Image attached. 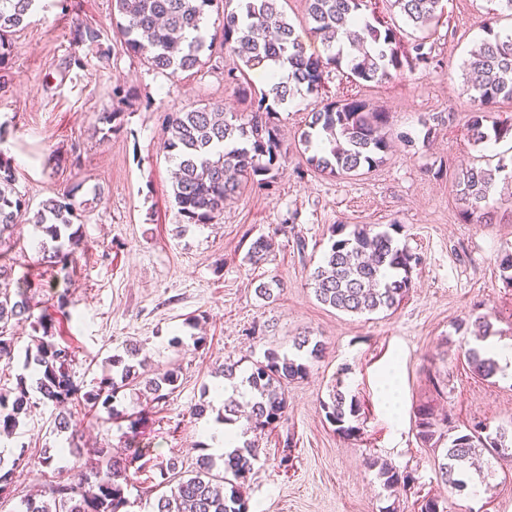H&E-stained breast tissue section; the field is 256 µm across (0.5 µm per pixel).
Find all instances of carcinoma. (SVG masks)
Returning <instances> with one entry per match:
<instances>
[{
  "instance_id": "obj_1",
  "label": "carcinoma",
  "mask_w": 512,
  "mask_h": 512,
  "mask_svg": "<svg viewBox=\"0 0 512 512\" xmlns=\"http://www.w3.org/2000/svg\"><path fill=\"white\" fill-rule=\"evenodd\" d=\"M36 0H0V89L8 81V65L13 51L9 33L19 28L33 12ZM281 0H112L113 13L119 20L115 27L126 49L139 56L152 71L173 76L206 65L203 53L210 48L198 34L205 22L207 9L224 4L222 11L224 47L239 61L237 70L229 71L228 80L236 84L242 98L252 95L255 76L263 84L260 98L249 101L251 112L245 122L207 105L189 111L173 110L165 114L166 138L163 149L177 170L172 182V198L181 223L211 224L224 210V202L238 193L246 183L268 189L282 168L286 149L279 129L276 107L287 103L295 94L314 93L321 88L324 75L349 70L358 83L377 84L399 79L405 72L433 65V46L427 44L430 32L438 27L445 14L444 0H388L389 11H397L404 23L420 33L413 42L404 41L401 30L379 15L371 0H305L307 25L323 47L321 54H309L304 42L288 22ZM195 31L197 35L190 36ZM488 38L479 51L465 61L466 92L473 104L468 114L467 132L474 145L512 140V121L494 117V108L512 101V33L502 34L487 28ZM73 41L78 46L96 49L99 57H110L102 31L87 22H75ZM349 46L357 54L343 53ZM285 70L279 79L264 77L271 65ZM137 96L136 90L124 85L112 88L114 106L102 116L108 130L121 127L123 107ZM300 143L313 151L308 163L316 170L334 177L356 176L364 168L383 162L390 148V113L375 108L357 96L331 101L310 113ZM512 182V146L499 154L492 168L470 166L458 173L460 216L465 222L491 224L496 211L489 200L497 178ZM11 162L0 156V244L3 235L22 217L38 226L55 242L42 245L43 263L68 271L78 250L82 249L79 229L74 227V205L69 194L43 200L33 210L14 188ZM376 225H363L344 233V226L331 227V245L322 263L311 273L317 300L336 310L352 314H373L397 308L412 288V271L421 257L399 246L391 231ZM272 243L259 237L251 243L247 259L260 264ZM13 269L6 255L0 253V361L14 359V327L29 324L36 336L25 349V369L31 371L32 384L18 378L16 387L0 388V436L15 434L19 424L40 404L58 406L72 403L84 408V416L100 422L117 415L114 406L120 391L135 387L149 395L151 401L165 400L179 387L177 368L144 372L145 363L138 359L139 348L127 346L123 353L108 359L109 370L96 385L77 397L69 367L72 362L68 346L54 340V319L47 313L34 316L30 291L38 287L31 280L12 287ZM474 328L478 335H492V323L486 314H471L460 320L456 329ZM294 348L318 359L323 345L310 336L295 338ZM466 360L474 374L489 379L498 372L495 360L487 351L470 348ZM230 382L232 394L217 410L216 420H238L240 401L248 397L250 428L258 430L282 418L286 399L283 388L291 380L307 375L308 366L299 354L290 357L275 349L264 353L250 369L240 371V362L226 361L222 370ZM40 398L32 400L30 391ZM326 420L337 430L351 434L356 427L361 406L355 397L337 389L322 402ZM417 436L425 443L442 435L439 422L429 408L417 413ZM506 430L490 433L481 421L469 432L448 437V448L438 463L441 479L448 487L465 486L459 479L465 464L477 448L505 447ZM91 467L76 465L67 478L47 485L49 497H23L15 512H132L130 499L133 477L145 464L146 454L129 449L123 458L112 455V448L87 449ZM262 448L246 440L224 454V467L216 458L201 454L195 464L183 468L175 458L157 465L160 481L143 488L140 495L154 496L152 512H246L245 502L234 480L246 478L260 458ZM53 456L36 459L25 447L11 456L0 454V500L14 496L13 476L24 465L36 470L48 468ZM367 465L379 467L383 485L394 489L409 483L388 465H378L370 458ZM230 493H224V484Z\"/></svg>"
}]
</instances>
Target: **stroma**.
Returning <instances> with one entry per match:
<instances>
[{
  "instance_id": "stroma-1",
  "label": "stroma",
  "mask_w": 512,
  "mask_h": 512,
  "mask_svg": "<svg viewBox=\"0 0 512 512\" xmlns=\"http://www.w3.org/2000/svg\"><path fill=\"white\" fill-rule=\"evenodd\" d=\"M498 7L497 0H447L430 38L440 67L382 84L333 72L319 92L295 95L278 114L288 160L273 186H245L214 223L183 231L171 197L172 164L161 148L162 119L208 103L247 116L236 85L224 80L231 58L213 59L198 73L163 76L121 45L112 0H71L66 7L38 0L26 26L11 36L14 80L0 92V156L10 160L15 189L30 206L70 192L85 248L70 273L46 270L43 232L20 221L10 238L14 276L39 281L37 311L55 312L59 296L68 298L69 315L58 318L56 336L73 352L70 372L79 392L91 390L108 370V357L128 343L148 370H181L179 388L158 407L128 394L115 402L122 419L72 416L80 447L134 446L157 462L195 461L216 415L198 418L191 410L204 390L222 384L217 368L229 359L249 368L268 349L292 353L293 339L307 332L325 353L310 361L304 378L286 384L276 426L252 434L263 454L240 483L248 512H420L430 498L441 512H512V456L477 449L465 487L451 490L438 473L445 444L423 443L415 426L418 409L428 406L450 434L466 432L478 418L505 427L512 440V377L475 375L465 359L475 339L454 327L480 305L495 339L512 340V287L498 268L501 255L512 251V205L501 202L504 189L496 187V223L467 224L455 186L460 169L497 161L496 146L473 145L466 135L471 104L462 63L484 38L491 11L499 13L497 29L512 28V17ZM76 18L103 31L109 60L72 45ZM73 53L84 58V69L66 70ZM118 84L136 88L140 101L119 130L107 132L100 118L111 111ZM346 94L391 112L394 138L379 166L333 178L308 166L299 140L308 112ZM432 121L438 127L430 138ZM337 224L349 231L399 225L398 244L422 257L397 309L351 315L316 299L310 275ZM261 236L272 248L255 266L246 253ZM276 279L283 286L271 298L256 294L259 283ZM193 317L194 328L187 324ZM194 334L205 337L204 346H190ZM335 389L362 405L353 434L325 419L321 404ZM143 410L146 420L130 429L127 415ZM53 411L38 407L10 440L55 456L44 476L16 471V497L75 461L65 450L67 433L52 429ZM370 458L409 477V485L384 489L377 469L366 465Z\"/></svg>"
}]
</instances>
